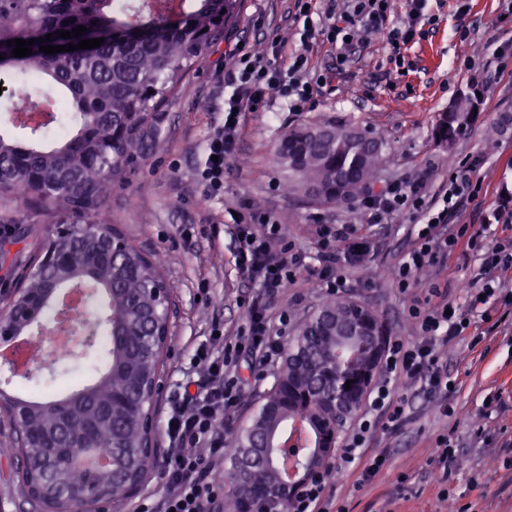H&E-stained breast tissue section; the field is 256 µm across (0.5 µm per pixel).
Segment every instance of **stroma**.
Returning <instances> with one entry per match:
<instances>
[{"label": "stroma", "instance_id": "1", "mask_svg": "<svg viewBox=\"0 0 512 512\" xmlns=\"http://www.w3.org/2000/svg\"><path fill=\"white\" fill-rule=\"evenodd\" d=\"M429 7L437 22L422 40L409 45L408 72H388L385 41L369 35L308 112L289 111L274 97L268 111L247 113L236 152L224 167L221 197L206 199L196 173L207 139L224 117L225 58L240 44L263 53L276 40L292 50L298 40L294 0H243L236 28L200 58L183 90L155 112L154 135L125 183L113 189L110 214L128 238L156 255L174 285L170 350L157 416H164L179 384L198 377L194 360L210 345L214 328L236 335L244 308L256 294L238 270L229 228L232 213L247 208L267 213L280 225L284 241L303 256L316 252L320 229L327 224L350 225L355 236L372 241L373 251L347 272L342 294L377 309L391 336H412L408 298L389 271L412 248L415 233L394 223H365L354 202L312 207L283 191L288 176L276 160V145L288 127L306 117L348 121L381 136L389 144L383 182L425 180L432 201L441 199L450 172L478 163L482 188L459 201L448 227L485 226L483 244L488 248L512 237V133L492 147L485 141L486 124L501 112L512 113V59L500 73L495 55L498 46L512 41V21L500 20L506 4L431 0ZM472 82L484 88L485 125L454 149L437 146L430 136L437 113ZM479 268L478 252L458 250L422 273L423 284H436L441 298L470 320L444 348L448 375L456 382L448 395L449 415L432 412L431 401L419 396L403 430L375 427L363 457L386 456L385 466L365 484L355 474L328 482L326 512H448L451 498L464 512H512V314L493 307L485 320L470 311L465 286ZM326 294L303 270L286 294L268 300L269 313L275 317L288 311L293 329ZM88 378L87 371L79 370L52 381L41 369L26 380L14 378L11 387L22 397L46 389L64 394ZM441 435L452 438L455 456L447 477L437 483L430 476L437 466L432 448Z\"/></svg>", "mask_w": 512, "mask_h": 512}]
</instances>
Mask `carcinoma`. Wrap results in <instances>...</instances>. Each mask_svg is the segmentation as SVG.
<instances>
[{"label": "carcinoma", "mask_w": 512, "mask_h": 512, "mask_svg": "<svg viewBox=\"0 0 512 512\" xmlns=\"http://www.w3.org/2000/svg\"><path fill=\"white\" fill-rule=\"evenodd\" d=\"M148 9L129 10L118 0H0V69L14 71L27 98L46 103L44 120L30 128L54 145L24 144L0 133V196L33 205L50 202L41 231L34 226L14 239L31 237L34 255L49 239L70 257L62 266L22 271L29 302L39 318L58 313L52 290L92 285L108 305L107 341L95 354L70 350L55 368L91 362L94 377L68 395L17 397L0 389V412L25 447L12 440L0 456L24 461L17 473L22 495L33 506L58 512L65 497L80 495L90 512L125 499L148 477L142 420L146 392L158 378L169 326L154 289L171 291L157 259L147 256L114 225L109 215L112 188L141 154L153 113L177 93L192 65L224 38L237 20L241 0H146ZM182 15L174 24L169 17ZM82 25L81 37L56 31ZM44 44L74 45L104 38L97 48L17 58L15 38H45ZM468 86L448 110L437 115L436 144L453 148L478 125L482 98ZM512 131L503 113L486 130L487 143ZM386 142L352 123L307 120L292 126L277 149L291 178L288 193L313 206L352 201L378 181ZM357 333L337 342L344 329ZM389 330L367 304L327 296L298 324L289 339L275 383L243 425L225 441L230 467L227 512H286L303 482L296 472L319 471L333 453L338 434L360 409L377 372ZM351 385H346V381ZM106 453L110 466L96 470L84 460Z\"/></svg>", "instance_id": "obj_1"}]
</instances>
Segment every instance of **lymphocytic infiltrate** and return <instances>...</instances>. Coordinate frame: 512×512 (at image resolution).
<instances>
[{
    "mask_svg": "<svg viewBox=\"0 0 512 512\" xmlns=\"http://www.w3.org/2000/svg\"><path fill=\"white\" fill-rule=\"evenodd\" d=\"M428 2L406 0L401 9L397 0H330L316 20L312 17V0H295V17L302 24L300 47L289 54L287 65L275 64L281 52L276 45L266 57L241 48L232 52L224 65V84L231 90L224 100L225 116L210 134L206 160L197 171L208 197L224 193V165L235 151L245 113L266 111L274 96L286 101L289 111H307L327 85L329 73L310 67L308 53L314 44L334 45L336 65L341 68L362 30L382 36L390 49L388 63L397 65L404 57V47L424 37L427 27L436 21ZM479 183L475 165L451 173L439 210L426 204L421 183L407 180L389 182L361 199L369 223L380 224L412 213L429 227L428 232L418 233L416 247L404 256L395 272L399 290L410 297L408 318L415 334L408 340L389 341L383 376L369 397L370 416L349 435L324 477L293 496L290 512H322L320 504L328 479L345 477L353 469H360L362 481H369L385 463L381 457L367 464L362 461V449L374 420H381L385 429L400 431L408 422L413 394L429 397L437 413L447 414L451 380L440 348L463 332V320L447 313L445 305L432 303L437 287H430L424 298L412 294L411 288L427 265L440 262L458 247H480L482 230L465 226L456 235L441 239L430 228L434 222L447 223L449 210L455 208L457 200L477 194ZM234 227L240 272L257 284L259 293L245 309L240 335L227 339L215 334L210 347L200 352L202 382L193 388L180 386L169 399L163 421L167 448L160 465L163 493L158 502L141 504L138 512H223L219 466L225 453L224 418L238 406L242 370L268 364L279 354V343L266 318L265 301L284 294L294 283L298 260L288 244L280 243V227L267 214L248 212L236 219ZM348 235L345 225L323 228L315 263L309 269L310 275L333 293L346 285L343 268L357 264L371 249L369 241H352ZM511 270L512 242L485 250L480 273L466 287L471 308L486 305L488 298L496 295L511 307L512 290H506L504 279Z\"/></svg>",
    "mask_w": 512,
    "mask_h": 512,
    "instance_id": "lymphocytic-infiltrate-1",
    "label": "lymphocytic infiltrate"
}]
</instances>
